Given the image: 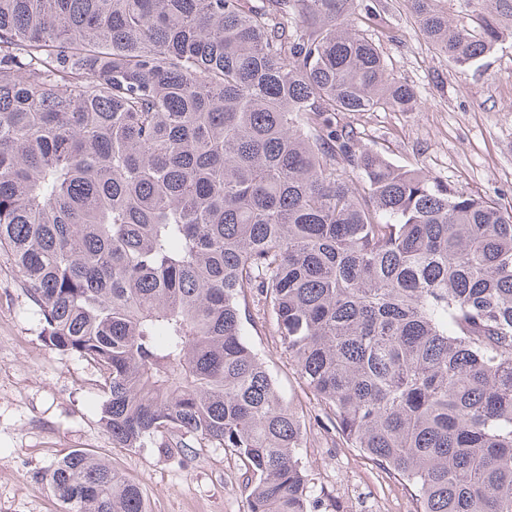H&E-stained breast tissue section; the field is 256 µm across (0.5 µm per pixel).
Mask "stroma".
<instances>
[{
  "label": "stroma",
  "mask_w": 512,
  "mask_h": 512,
  "mask_svg": "<svg viewBox=\"0 0 512 512\" xmlns=\"http://www.w3.org/2000/svg\"><path fill=\"white\" fill-rule=\"evenodd\" d=\"M366 22L390 71L412 84L414 112H340L361 147L394 164L512 207V38L466 73L434 52L403 0H381ZM249 341L266 355L285 400L307 416L300 456L311 512H414L413 491L313 420L319 407L284 353L256 298L246 300ZM100 373L47 345L37 307L0 252V512H63L46 481L74 449L95 454L141 487L146 512H248L245 468L230 449L205 443L189 454L129 450L103 428Z\"/></svg>",
  "instance_id": "obj_1"
}]
</instances>
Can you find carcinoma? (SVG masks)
<instances>
[{
  "label": "carcinoma",
  "mask_w": 512,
  "mask_h": 512,
  "mask_svg": "<svg viewBox=\"0 0 512 512\" xmlns=\"http://www.w3.org/2000/svg\"><path fill=\"white\" fill-rule=\"evenodd\" d=\"M404 2L462 73L512 37V0L471 28ZM356 11L0 0V251L46 342L100 372L112 442L231 449L249 512L310 508L303 423L247 338L248 291L415 512H512V207L333 126L420 107ZM47 479L65 512H144L85 451Z\"/></svg>",
  "instance_id": "cac0c4a2"
}]
</instances>
